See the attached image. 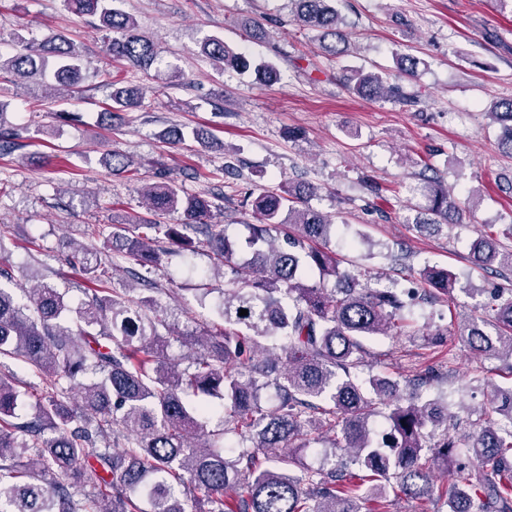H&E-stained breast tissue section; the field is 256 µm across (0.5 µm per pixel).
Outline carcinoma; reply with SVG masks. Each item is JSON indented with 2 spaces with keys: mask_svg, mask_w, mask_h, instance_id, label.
<instances>
[{
  "mask_svg": "<svg viewBox=\"0 0 512 512\" xmlns=\"http://www.w3.org/2000/svg\"><path fill=\"white\" fill-rule=\"evenodd\" d=\"M111 2L67 6L112 33V56L150 68L156 44ZM291 4L299 26L321 33L326 55H346L348 34L330 0ZM18 43L19 50L0 49V75L55 93L90 76L82 51L61 34L36 47ZM201 54L221 69L252 70L265 84L278 80L274 63L256 62L221 37L206 39ZM395 61L408 76L420 64L410 54ZM346 82L370 100L406 96L379 73L353 70ZM109 99L104 115L111 121L143 107L136 87L114 86ZM8 108L0 99V155L19 148L5 121ZM487 114L501 127L499 146L512 154V98L491 102ZM313 192L296 184L255 198L245 273L226 228L208 223L211 204L170 184L145 186L141 195L155 212L181 211L184 223L144 224L132 237L121 224L112 228V252L149 274L161 240L189 250L194 241L185 230L193 227L229 278L217 305L224 325L190 333L196 351L184 367L169 354L184 335L161 313L154 283L147 281L148 293L135 300L105 287L107 269L90 249L80 246L68 257L89 283L91 295L80 306L48 283L28 289L24 302L0 287V359L27 364L43 385L38 413L21 422L22 382L0 370V512H185L197 491L204 493L199 512H362L373 496L386 503L433 499L440 467L456 472L450 512H512V388H495L490 407L459 436L449 431L456 414L441 400L405 402L389 378L361 379L364 342L404 328L405 292L373 288L339 268L326 246L332 220L307 205ZM463 219L448 187L437 184L416 225L438 231ZM471 262L512 270V251H498L479 231ZM310 270L322 281L306 283ZM422 280L449 296L456 275L428 267ZM457 335L473 353L512 364V284L496 289L488 314L462 317ZM201 396L224 399L230 419L223 430H205L210 408ZM383 413L390 431L378 442L369 422ZM325 432L359 472L300 467L293 450ZM461 447L478 465L462 462Z\"/></svg>",
  "mask_w": 512,
  "mask_h": 512,
  "instance_id": "1",
  "label": "carcinoma"
}]
</instances>
